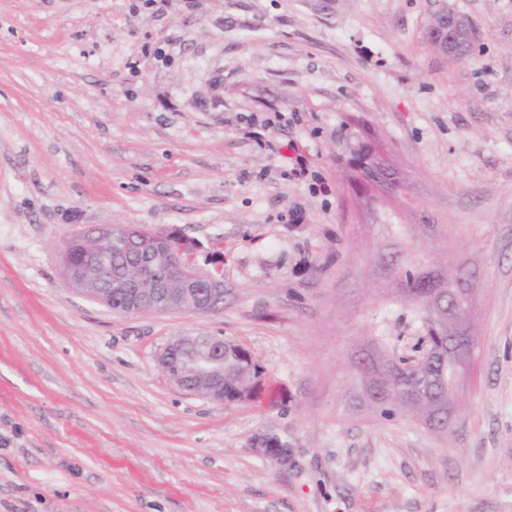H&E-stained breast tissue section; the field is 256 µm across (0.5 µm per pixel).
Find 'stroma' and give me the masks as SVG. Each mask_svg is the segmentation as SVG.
<instances>
[{"instance_id": "obj_1", "label": "stroma", "mask_w": 512, "mask_h": 512, "mask_svg": "<svg viewBox=\"0 0 512 512\" xmlns=\"http://www.w3.org/2000/svg\"><path fill=\"white\" fill-rule=\"evenodd\" d=\"M444 4L466 60L428 44ZM362 129L400 194L350 188ZM113 224L220 250L223 311L71 288L61 240ZM426 281L476 342L444 432L363 384L369 339L413 355ZM197 333L251 354L250 400L161 371ZM0 512H512V0H0Z\"/></svg>"}]
</instances>
